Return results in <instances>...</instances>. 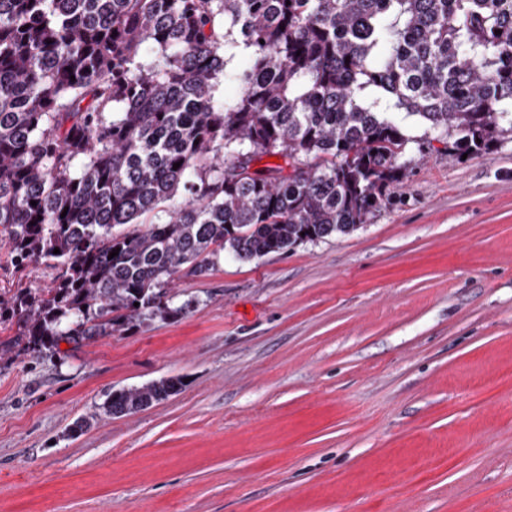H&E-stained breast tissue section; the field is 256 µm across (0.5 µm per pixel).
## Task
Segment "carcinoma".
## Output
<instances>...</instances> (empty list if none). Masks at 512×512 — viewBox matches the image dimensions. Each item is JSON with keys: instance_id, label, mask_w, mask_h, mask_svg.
I'll return each instance as SVG.
<instances>
[{"instance_id": "cac0c4a2", "label": "carcinoma", "mask_w": 512, "mask_h": 512, "mask_svg": "<svg viewBox=\"0 0 512 512\" xmlns=\"http://www.w3.org/2000/svg\"><path fill=\"white\" fill-rule=\"evenodd\" d=\"M508 105L512 0H0V231L56 271L0 298V351L176 315L172 282L226 253L348 235L405 175L392 109L471 156L512 133Z\"/></svg>"}]
</instances>
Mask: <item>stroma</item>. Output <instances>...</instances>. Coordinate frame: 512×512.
Here are the masks:
<instances>
[{
  "mask_svg": "<svg viewBox=\"0 0 512 512\" xmlns=\"http://www.w3.org/2000/svg\"><path fill=\"white\" fill-rule=\"evenodd\" d=\"M403 123V183L351 234L221 258L176 280L177 316L0 357V512H512V137L463 160ZM54 279L0 236V295ZM182 386L181 379L171 377L154 381L139 388L113 391L103 406L104 413L113 417L135 413L154 402L177 393Z\"/></svg>",
  "mask_w": 512,
  "mask_h": 512,
  "instance_id": "1",
  "label": "stroma"
}]
</instances>
